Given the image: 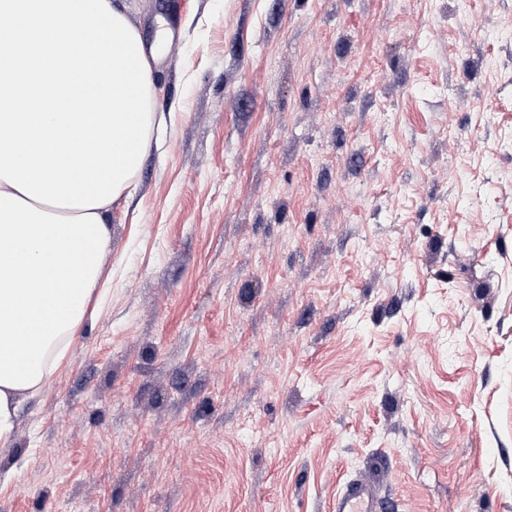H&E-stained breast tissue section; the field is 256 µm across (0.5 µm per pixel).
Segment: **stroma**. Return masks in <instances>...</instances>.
Returning a JSON list of instances; mask_svg holds the SVG:
<instances>
[{"label": "stroma", "mask_w": 512, "mask_h": 512, "mask_svg": "<svg viewBox=\"0 0 512 512\" xmlns=\"http://www.w3.org/2000/svg\"><path fill=\"white\" fill-rule=\"evenodd\" d=\"M169 120L0 512H512V0H126ZM332 512H387L384 500L379 496L375 483L367 477H355L345 481L333 497Z\"/></svg>", "instance_id": "1"}]
</instances>
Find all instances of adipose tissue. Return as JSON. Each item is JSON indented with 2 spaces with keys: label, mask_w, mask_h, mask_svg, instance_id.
Listing matches in <instances>:
<instances>
[{
  "label": "adipose tissue",
  "mask_w": 512,
  "mask_h": 512,
  "mask_svg": "<svg viewBox=\"0 0 512 512\" xmlns=\"http://www.w3.org/2000/svg\"><path fill=\"white\" fill-rule=\"evenodd\" d=\"M151 76L117 0H0V442L86 321L151 144Z\"/></svg>",
  "instance_id": "ef3b65f1"
}]
</instances>
